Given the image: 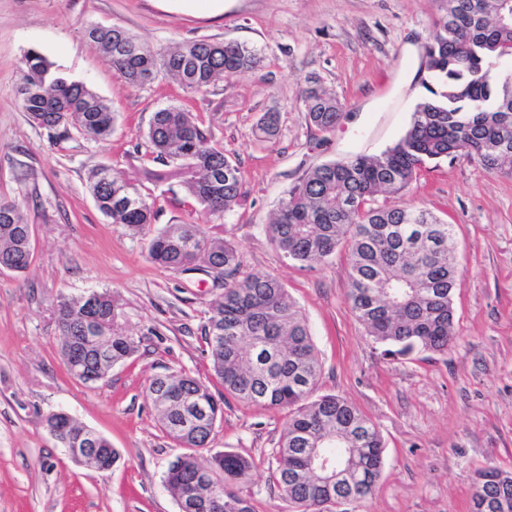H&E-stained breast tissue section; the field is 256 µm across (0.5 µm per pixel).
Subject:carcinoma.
<instances>
[{"label":"carcinoma","instance_id":"obj_1","mask_svg":"<svg viewBox=\"0 0 512 512\" xmlns=\"http://www.w3.org/2000/svg\"><path fill=\"white\" fill-rule=\"evenodd\" d=\"M112 69L131 87L150 83L159 71L173 76L189 92H205L231 74L253 69L256 50L236 41L194 40L155 51L125 28L93 25L88 35ZM431 83L416 106L404 135L377 156L357 154L311 168L281 200L268 232L284 257L304 266L322 264L343 248L349 260L347 300L367 335L384 354H444L453 340L454 294L461 278L454 225L432 212L401 200L403 192L432 163L464 151L488 171L512 172V72L497 68L512 58V0H448L426 46ZM21 107L28 119L53 141L71 131L107 140L115 113L84 83L71 80L37 52L21 68ZM308 120L331 132L342 117L341 104L314 77L302 90ZM258 138L272 141L277 117L258 125ZM147 142L153 159L183 181L190 201L207 216L221 218L245 197L243 175L210 130L182 105L153 114ZM101 166L90 172L88 188L99 211L112 223L134 233L150 230L158 209L127 181L105 180ZM385 196L380 203L378 198ZM18 205L0 199V266L16 272L32 261L31 236ZM148 255L163 268L180 270L202 261L224 281L221 299L203 326L211 368L223 387L218 397L201 378L184 370L150 380L148 397L164 433L188 452L176 457L164 482L176 497L179 512H216L211 483L221 485L224 512H256L252 499L237 487L255 467L242 455L225 452L199 461L209 447L221 404L231 396L265 408H289L292 417L273 450L272 479L300 512H328L337 497L356 503L374 493L384 470L385 443L371 418L336 394H317L321 363L308 325L287 288L274 275L245 274L234 246L213 236L202 224H168L149 237ZM65 338L91 318L108 336L110 357L91 345H77L84 370L108 376L128 360L137 343L120 323L119 300L109 291L62 295L56 304ZM65 448L86 427L60 413ZM337 464L351 449L368 479L353 488H330L321 477L297 471L309 466L307 449L316 442ZM512 491V473L495 467L478 473L472 499Z\"/></svg>","mask_w":512,"mask_h":512}]
</instances>
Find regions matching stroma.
I'll list each match as a JSON object with an SVG mask.
<instances>
[{"instance_id":"35a3bbf8","label":"stroma","mask_w":512,"mask_h":512,"mask_svg":"<svg viewBox=\"0 0 512 512\" xmlns=\"http://www.w3.org/2000/svg\"><path fill=\"white\" fill-rule=\"evenodd\" d=\"M445 8L446 0H224L223 14L206 16L174 0H0V197L20 203L33 247L26 272L0 270V512H179L164 476L180 449L160 430L146 388L170 369L210 376L202 327L220 291L203 270L155 265L145 236L97 209L87 179L100 166L152 196L157 227L206 225L235 246L243 271L285 285L318 351L319 393L346 398L384 438L382 479L350 512H470L478 469L512 472V174L461 153L404 193L454 224L463 270L454 341L425 360L384 355L367 336L347 301L344 252L309 268L284 259L268 234L280 200L310 168L380 154L404 134ZM96 24L123 26L154 49L237 41L257 48L259 63L204 93L163 74L133 89L88 39ZM31 51L112 106L107 141L75 133L55 145L28 121L18 87ZM311 76L343 106L328 133L304 110ZM173 104L197 113L241 168L246 196L223 217L187 208L178 180L145 176L159 165L144 135L154 112ZM269 112L278 129L266 143L257 126ZM102 290L119 300L138 350L88 386L62 360L55 304ZM58 411L111 441L121 454L112 472L70 458L46 426ZM288 419L285 409L224 404L212 449L254 460L243 491L257 512H296L270 478Z\"/></svg>"}]
</instances>
